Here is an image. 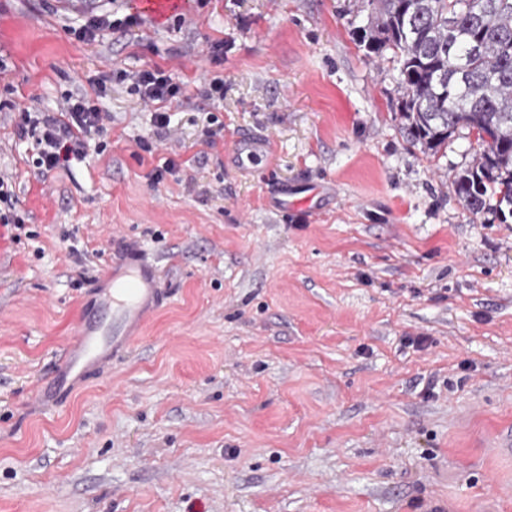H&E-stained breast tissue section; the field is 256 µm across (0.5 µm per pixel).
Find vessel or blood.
I'll return each mask as SVG.
<instances>
[{"instance_id": "1", "label": "vessel or blood", "mask_w": 512, "mask_h": 512, "mask_svg": "<svg viewBox=\"0 0 512 512\" xmlns=\"http://www.w3.org/2000/svg\"><path fill=\"white\" fill-rule=\"evenodd\" d=\"M269 152L267 137L244 133L233 143L232 159L246 168L265 159ZM113 249L111 271L87 285L65 356L38 391L43 408L65 403L77 382L122 357L165 299L158 268L138 241L117 240Z\"/></svg>"}]
</instances>
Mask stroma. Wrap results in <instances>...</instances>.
<instances>
[{
  "label": "stroma",
  "instance_id": "obj_1",
  "mask_svg": "<svg viewBox=\"0 0 512 512\" xmlns=\"http://www.w3.org/2000/svg\"><path fill=\"white\" fill-rule=\"evenodd\" d=\"M111 8L134 24L75 38ZM185 8L0 0V177L21 220L0 224V512H512V221L458 200L474 132L405 139L398 64L360 46L359 0ZM145 68L184 89L164 138L122 78ZM70 94L111 113L105 148L40 175L17 109ZM250 131L271 151L240 170L226 156ZM280 185L314 198L281 209ZM117 237L168 299L42 409Z\"/></svg>",
  "mask_w": 512,
  "mask_h": 512
}]
</instances>
